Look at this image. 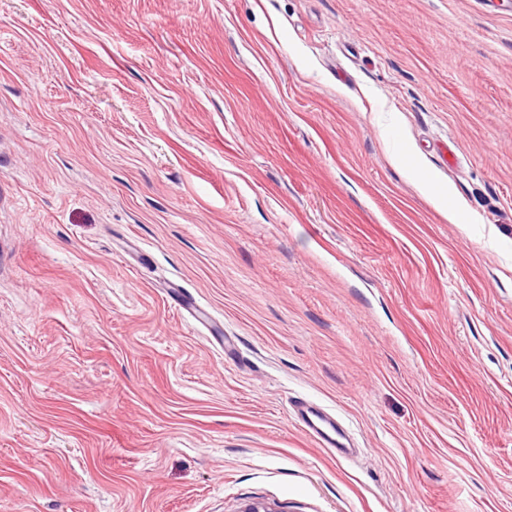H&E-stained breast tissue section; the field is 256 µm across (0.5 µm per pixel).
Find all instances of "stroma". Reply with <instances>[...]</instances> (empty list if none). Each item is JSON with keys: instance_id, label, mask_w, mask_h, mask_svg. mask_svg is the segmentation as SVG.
<instances>
[{"instance_id": "stroma-1", "label": "stroma", "mask_w": 512, "mask_h": 512, "mask_svg": "<svg viewBox=\"0 0 512 512\" xmlns=\"http://www.w3.org/2000/svg\"><path fill=\"white\" fill-rule=\"evenodd\" d=\"M253 502L512 512V0H0V512ZM418 187L434 206L447 211L449 223L465 224L463 215L466 211V206L462 201L455 198L448 188L435 185V183L426 176L419 178ZM172 298L178 310L192 320L204 324L205 318H209L207 310L192 296L182 285L172 282L169 284ZM186 291L188 294L184 293ZM308 405L306 401H298L295 404V414L302 429L322 447L335 450L340 455H347L350 449L343 443L335 419L322 412L307 411L302 414Z\"/></svg>"}]
</instances>
